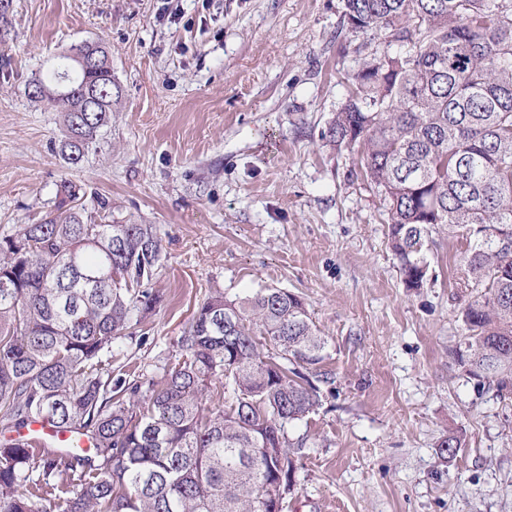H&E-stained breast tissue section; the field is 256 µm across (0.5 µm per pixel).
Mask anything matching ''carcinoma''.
<instances>
[{"label":"carcinoma","instance_id":"obj_1","mask_svg":"<svg viewBox=\"0 0 512 512\" xmlns=\"http://www.w3.org/2000/svg\"><path fill=\"white\" fill-rule=\"evenodd\" d=\"M343 25L405 52L363 59L322 138L361 147L406 287L426 280L433 235L467 245L457 362L511 391L512 0H345ZM92 54L89 70L74 67ZM27 88L61 112L58 155L79 164L112 120L107 52L82 42ZM92 88L97 111L84 112ZM58 195L0 239V512H285L291 448L306 442L288 426L318 405L300 367L326 358L304 300L272 286L233 299L211 290L160 384L114 381L112 344L162 302L150 288L161 240L151 224L112 223L102 196L89 209L67 181ZM219 389L224 406L205 407ZM36 419L94 448H35L23 430Z\"/></svg>","mask_w":512,"mask_h":512}]
</instances>
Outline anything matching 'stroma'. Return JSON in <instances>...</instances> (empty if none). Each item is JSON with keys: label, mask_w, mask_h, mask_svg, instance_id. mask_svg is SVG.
Masks as SVG:
<instances>
[{"label": "stroma", "mask_w": 512, "mask_h": 512, "mask_svg": "<svg viewBox=\"0 0 512 512\" xmlns=\"http://www.w3.org/2000/svg\"><path fill=\"white\" fill-rule=\"evenodd\" d=\"M344 0H12L0 26V238L53 209L68 180L117 224H152L164 296L112 350V375L160 380L209 290L302 296L328 342L319 403L288 429V512H512V394L455 360L468 302L459 242L434 236L406 288L359 153L321 134L360 59ZM103 41L112 121L76 166L32 73ZM461 436L454 455L438 443Z\"/></svg>", "instance_id": "obj_1"}]
</instances>
